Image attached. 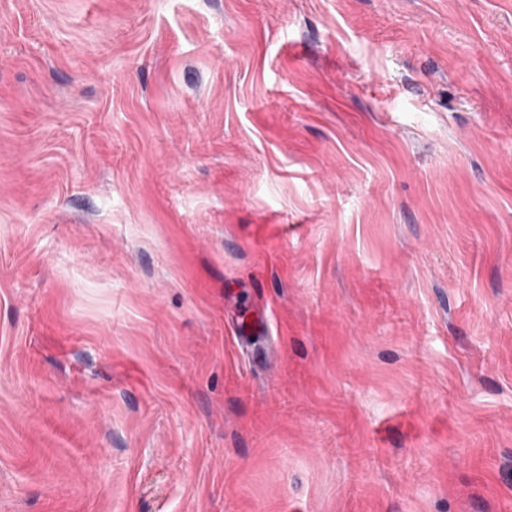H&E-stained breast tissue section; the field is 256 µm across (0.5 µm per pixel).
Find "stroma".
Returning <instances> with one entry per match:
<instances>
[{"instance_id": "1", "label": "stroma", "mask_w": 512, "mask_h": 512, "mask_svg": "<svg viewBox=\"0 0 512 512\" xmlns=\"http://www.w3.org/2000/svg\"><path fill=\"white\" fill-rule=\"evenodd\" d=\"M0 512H512V0H0Z\"/></svg>"}]
</instances>
